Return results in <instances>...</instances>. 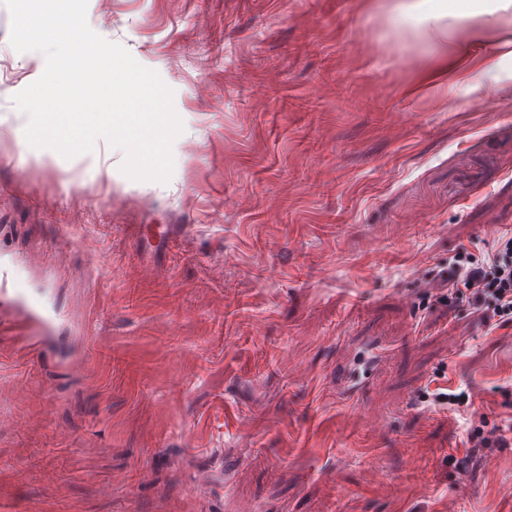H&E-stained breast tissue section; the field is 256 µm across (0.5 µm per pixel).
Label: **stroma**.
Returning a JSON list of instances; mask_svg holds the SVG:
<instances>
[{"instance_id":"stroma-1","label":"stroma","mask_w":512,"mask_h":512,"mask_svg":"<svg viewBox=\"0 0 512 512\" xmlns=\"http://www.w3.org/2000/svg\"><path fill=\"white\" fill-rule=\"evenodd\" d=\"M393 5L89 0L173 91L159 183L103 140L28 144L0 2V263L55 326L0 304V512H512V447L464 446L512 422V323L439 301L458 250L512 229V56L442 58ZM137 224L184 231L139 252Z\"/></svg>"}]
</instances>
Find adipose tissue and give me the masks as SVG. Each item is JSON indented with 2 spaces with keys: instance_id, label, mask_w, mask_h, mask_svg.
<instances>
[{
  "instance_id": "1",
  "label": "adipose tissue",
  "mask_w": 512,
  "mask_h": 512,
  "mask_svg": "<svg viewBox=\"0 0 512 512\" xmlns=\"http://www.w3.org/2000/svg\"><path fill=\"white\" fill-rule=\"evenodd\" d=\"M400 7L420 16L418 30L422 38L462 55L470 44L480 42L484 33L499 28L502 18L512 12V0H499L491 12L450 11L435 0H401Z\"/></svg>"
}]
</instances>
